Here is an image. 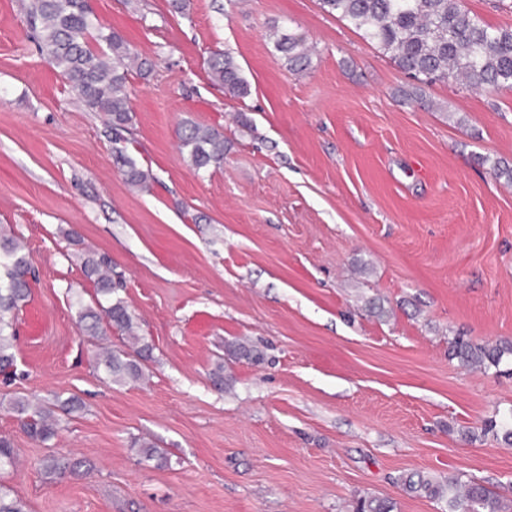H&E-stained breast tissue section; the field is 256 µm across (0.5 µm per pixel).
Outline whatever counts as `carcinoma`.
<instances>
[{"label": "carcinoma", "instance_id": "1", "mask_svg": "<svg viewBox=\"0 0 512 512\" xmlns=\"http://www.w3.org/2000/svg\"><path fill=\"white\" fill-rule=\"evenodd\" d=\"M321 8L346 22L362 37L375 44L404 73L426 84L464 79L474 89L512 87V28L492 27L471 13L462 0H319ZM32 39L39 53L58 70L62 80L76 91L85 106L107 116L113 130L132 121V106L127 83L134 75L146 77L152 63L134 52L117 33L106 30L86 0H22ZM274 47L288 70L300 72L311 61L304 37L273 32ZM210 78L224 86L233 97L249 94V84L228 51L216 50L207 61ZM179 149L187 153L197 172L219 169L224 164V132L196 122L184 123L179 131ZM121 173L125 181L139 188L151 182L148 172L137 167L123 152ZM84 274L95 286L94 304L77 302L81 331L93 338L114 330L126 337L125 349H107L96 355L113 383L136 381L143 377V361L149 346L135 333L134 315L126 302L112 298L118 286L112 280V262L89 255L82 261ZM35 270L14 233L0 225V375L15 374L13 328L17 312L27 302ZM450 355L469 370L498 367L512 356V340L479 344L456 336L448 348ZM83 409L75 397L51 403H32L16 399L10 411L20 427L34 440L46 442L56 432L60 415ZM489 430L512 445V410ZM17 449L7 437H0V468L13 467ZM411 493L446 503V512H502L498 496L487 487L450 473L435 479L412 473L401 480ZM394 503L370 495L361 498L357 512H393Z\"/></svg>", "mask_w": 512, "mask_h": 512}]
</instances>
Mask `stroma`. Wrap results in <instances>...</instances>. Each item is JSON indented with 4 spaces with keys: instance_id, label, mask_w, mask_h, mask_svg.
I'll use <instances>...</instances> for the list:
<instances>
[{
    "instance_id": "35a3bbf8",
    "label": "stroma",
    "mask_w": 512,
    "mask_h": 512,
    "mask_svg": "<svg viewBox=\"0 0 512 512\" xmlns=\"http://www.w3.org/2000/svg\"><path fill=\"white\" fill-rule=\"evenodd\" d=\"M153 63L111 130L0 0V225L26 246L44 330L17 317V374L0 379V436L19 450L0 490L26 512H444L404 491L413 472L493 487L512 512V447L483 434L512 410V360L469 371L456 334L512 339V90L412 81L318 0H90ZM303 35L289 72L273 29ZM232 52L244 98L212 82ZM224 131V164L195 172L183 121ZM155 179L142 192L113 154ZM107 255L152 349L110 383L81 334L80 255ZM260 352L255 363L239 343ZM224 362L233 386H216ZM78 397L32 440L18 398ZM155 444L144 459L140 441ZM65 463L56 472L52 461Z\"/></svg>"
}]
</instances>
